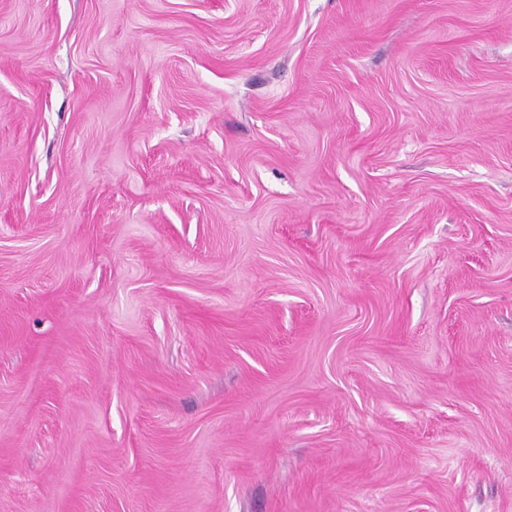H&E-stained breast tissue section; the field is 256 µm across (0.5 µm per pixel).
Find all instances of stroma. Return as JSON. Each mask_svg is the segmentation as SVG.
<instances>
[{"mask_svg": "<svg viewBox=\"0 0 512 512\" xmlns=\"http://www.w3.org/2000/svg\"><path fill=\"white\" fill-rule=\"evenodd\" d=\"M0 512H512V0H0Z\"/></svg>", "mask_w": 512, "mask_h": 512, "instance_id": "1", "label": "stroma"}]
</instances>
